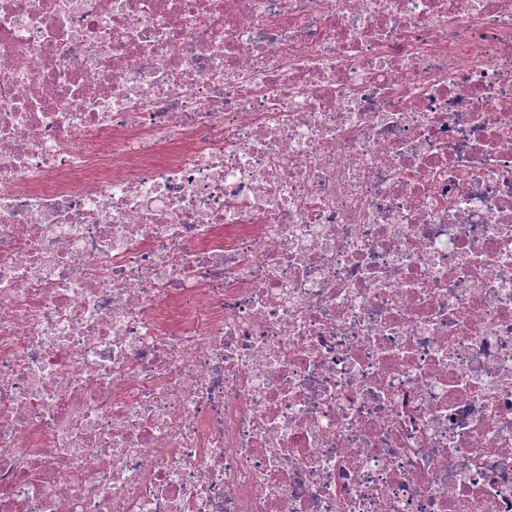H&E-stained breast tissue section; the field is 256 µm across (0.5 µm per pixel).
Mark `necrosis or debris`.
Returning a JSON list of instances; mask_svg holds the SVG:
<instances>
[{"instance_id":"obj_1","label":"necrosis or debris","mask_w":512,"mask_h":512,"mask_svg":"<svg viewBox=\"0 0 512 512\" xmlns=\"http://www.w3.org/2000/svg\"><path fill=\"white\" fill-rule=\"evenodd\" d=\"M0 512H512V0H0Z\"/></svg>"}]
</instances>
